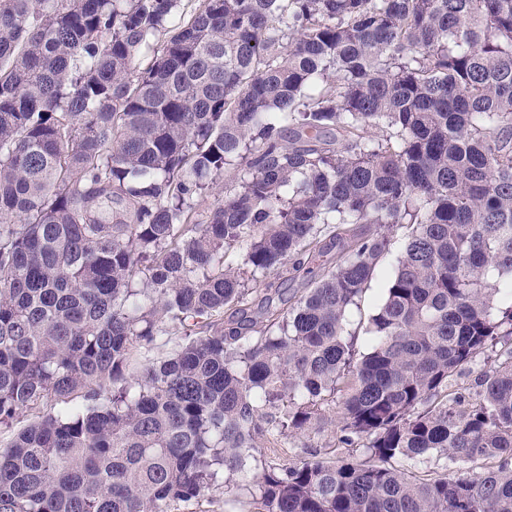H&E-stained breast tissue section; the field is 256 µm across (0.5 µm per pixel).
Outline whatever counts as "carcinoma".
I'll return each mask as SVG.
<instances>
[{
	"label": "carcinoma",
	"instance_id": "1",
	"mask_svg": "<svg viewBox=\"0 0 512 512\" xmlns=\"http://www.w3.org/2000/svg\"><path fill=\"white\" fill-rule=\"evenodd\" d=\"M180 2L0 0V425L64 403L0 512L193 505L329 402L367 458L266 464L251 512H512V0ZM429 454L498 465L394 466ZM405 234V228H395L390 253L380 263L376 275L360 305L358 307H351L348 318L354 326L361 323L365 327L370 316L373 314L375 306L382 300L388 280L394 270L396 259L402 251ZM267 282L271 284V291H281L286 292L285 297L288 298L292 293H296L297 291H302L303 288H307V280L302 276V274L288 271L287 274H271L267 277ZM174 332V331H173ZM158 336L157 340L147 348H138L136 353L142 363L157 362L164 359L170 352L178 336L172 334ZM487 355L494 358L491 351L481 355L475 362L464 365L459 371L448 381V394H463L466 399L475 398L478 388L475 385L476 376L489 367L487 363Z\"/></svg>",
	"mask_w": 512,
	"mask_h": 512
}]
</instances>
